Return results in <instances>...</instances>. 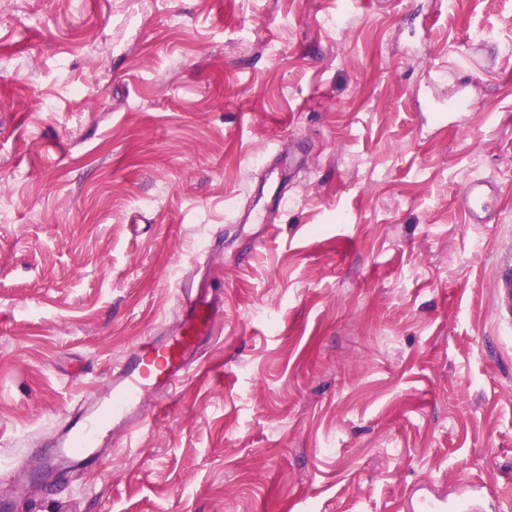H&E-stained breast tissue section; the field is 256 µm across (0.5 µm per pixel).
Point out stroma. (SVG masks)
Instances as JSON below:
<instances>
[{
	"label": "stroma",
	"mask_w": 512,
	"mask_h": 512,
	"mask_svg": "<svg viewBox=\"0 0 512 512\" xmlns=\"http://www.w3.org/2000/svg\"><path fill=\"white\" fill-rule=\"evenodd\" d=\"M510 41L512 0H0V466L224 269L137 447L0 512H400L465 478L512 512ZM499 185L484 178L468 180L459 196L460 209L466 216L468 224H484L487 212H498Z\"/></svg>",
	"instance_id": "35a3bbf8"
}]
</instances>
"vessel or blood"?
<instances>
[{"instance_id": "1", "label": "vessel or blood", "mask_w": 512, "mask_h": 512, "mask_svg": "<svg viewBox=\"0 0 512 512\" xmlns=\"http://www.w3.org/2000/svg\"><path fill=\"white\" fill-rule=\"evenodd\" d=\"M499 186L484 178L466 182L458 199L468 223L482 224L487 213L496 209ZM182 320L172 335L151 341L147 349L157 361L148 367L142 351L126 354L113 373L108 395L99 403L75 412L54 447L43 452L48 471L77 469L103 462L104 441L114 427H121L128 445H135L139 434L152 423L148 409L151 398L163 393L164 405H171L174 393L198 369L200 348L215 334L216 302L205 286L187 288L180 299ZM406 512H485L483 501L470 482H462L455 498L415 487L405 501Z\"/></svg>"}]
</instances>
